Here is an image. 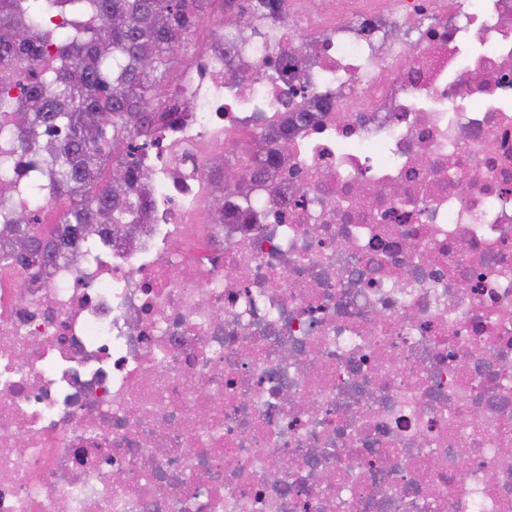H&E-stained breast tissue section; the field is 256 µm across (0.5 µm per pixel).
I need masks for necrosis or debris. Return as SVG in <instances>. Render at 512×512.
<instances>
[{
  "label": "necrosis or debris",
  "mask_w": 512,
  "mask_h": 512,
  "mask_svg": "<svg viewBox=\"0 0 512 512\" xmlns=\"http://www.w3.org/2000/svg\"><path fill=\"white\" fill-rule=\"evenodd\" d=\"M212 35L141 232L0 263V512H512V0ZM265 161L266 160L254 158L252 167L246 171L238 169L239 176L237 179H235L236 171L231 168H236V165L229 158H225L224 164H223V176H222L223 177L222 184L224 181V191L230 192V191L238 190L248 177L253 178L255 180L267 179L269 177L270 172L265 167V164H266ZM227 169H228V171H227L226 179H225L224 170H227ZM233 179H235V180L231 183L226 181V180L231 181Z\"/></svg>",
  "instance_id": "4bbe7bcc"
}]
</instances>
